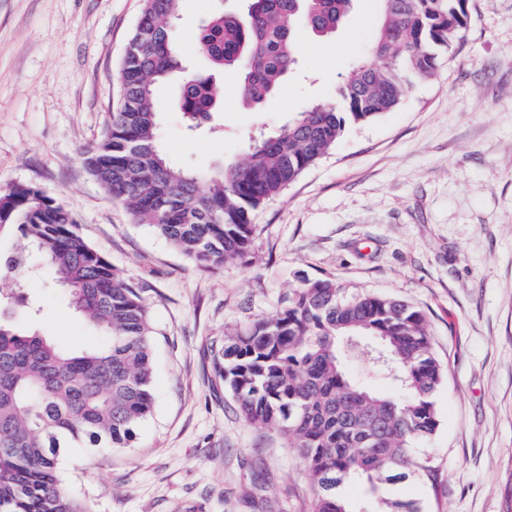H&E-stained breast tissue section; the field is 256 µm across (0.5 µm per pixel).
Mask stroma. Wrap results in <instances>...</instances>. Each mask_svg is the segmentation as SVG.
Segmentation results:
<instances>
[{
    "label": "stroma",
    "mask_w": 512,
    "mask_h": 512,
    "mask_svg": "<svg viewBox=\"0 0 512 512\" xmlns=\"http://www.w3.org/2000/svg\"><path fill=\"white\" fill-rule=\"evenodd\" d=\"M243 0H180L172 34L204 71L200 28ZM471 21L436 75L399 108L347 127L336 145L255 214L251 263L202 271L135 223L82 154L121 102L118 70L142 0H0V193L30 185L75 215L81 236L149 303L153 408L129 447L63 449L62 478L89 512H310L309 479L278 432L234 411L216 367L225 333L277 314L299 276L392 295L424 310L444 369L441 425L416 454L431 473L384 485L420 512H512V0H469ZM376 0L324 38L304 32L296 68L261 108L221 72L215 132L190 135L177 79L155 86L169 162L202 170L244 159L252 140L331 102L377 24ZM15 321L69 350L100 346L67 292L31 255Z\"/></svg>",
    "instance_id": "1"
}]
</instances>
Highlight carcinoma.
Listing matches in <instances>:
<instances>
[{
	"instance_id": "obj_1",
	"label": "carcinoma",
	"mask_w": 512,
	"mask_h": 512,
	"mask_svg": "<svg viewBox=\"0 0 512 512\" xmlns=\"http://www.w3.org/2000/svg\"><path fill=\"white\" fill-rule=\"evenodd\" d=\"M180 0H143L119 67L124 98L100 142L84 154L90 175L192 264L211 270L249 261L254 215L318 161L350 125L395 111L416 81L433 77L470 23L468 0H379L370 45L373 64H356L336 101L298 113L280 131L253 141L247 157L209 171L171 166L157 144L153 85L183 73L180 109L189 129L219 111L213 75L188 72L173 42ZM354 0H247L246 16L215 14L198 47L213 69H237L249 106L273 96L300 55L299 23L330 35ZM8 220L26 248L0 254V279L19 283L35 248L69 290L76 312L107 339L75 352L0 321V512H89L61 479L62 442L123 448L151 412L152 326L141 289L80 235L73 213L32 186ZM369 339L377 354L361 380L348 363ZM219 375L242 420L276 430L296 449L313 485L311 512H350L338 489L352 482L378 496L381 486L430 472L413 456L440 419L434 394L444 370L425 312L401 299L349 296L332 278L302 276L275 316L224 336ZM383 380L379 391L373 381ZM383 512H419L415 502L383 499Z\"/></svg>"
}]
</instances>
